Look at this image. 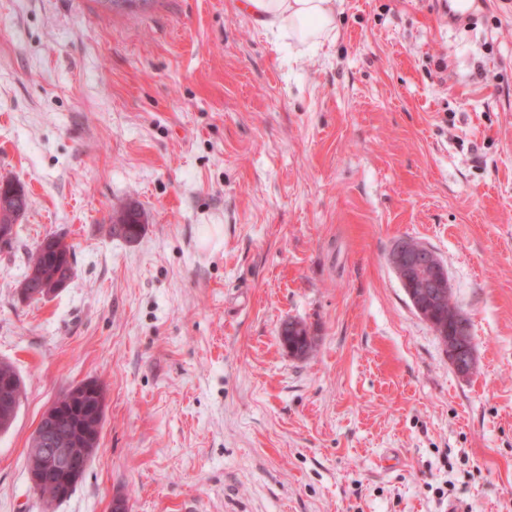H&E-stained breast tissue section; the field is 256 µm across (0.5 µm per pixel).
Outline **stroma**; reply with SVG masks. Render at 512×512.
Returning <instances> with one entry per match:
<instances>
[{
  "mask_svg": "<svg viewBox=\"0 0 512 512\" xmlns=\"http://www.w3.org/2000/svg\"><path fill=\"white\" fill-rule=\"evenodd\" d=\"M473 3L337 0L308 47L238 0H0V178L30 199L0 252L26 385L0 512H43L31 437L88 379L99 447L53 512H442L440 488L512 512V0ZM51 233L73 277L22 300ZM401 238L446 265L472 373L397 279ZM110 221L112 233L129 242L137 241L143 235L146 227L143 211L130 204L113 209ZM138 227L140 229H137ZM280 339L289 354L306 358L313 350V336H309L306 324L300 320H288L280 330Z\"/></svg>",
  "mask_w": 512,
  "mask_h": 512,
  "instance_id": "obj_1",
  "label": "stroma"
}]
</instances>
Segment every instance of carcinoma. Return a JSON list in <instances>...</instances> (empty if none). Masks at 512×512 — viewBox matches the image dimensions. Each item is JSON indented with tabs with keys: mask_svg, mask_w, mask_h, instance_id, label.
Masks as SVG:
<instances>
[{
	"mask_svg": "<svg viewBox=\"0 0 512 512\" xmlns=\"http://www.w3.org/2000/svg\"><path fill=\"white\" fill-rule=\"evenodd\" d=\"M29 207V197L23 186H18L17 194L10 199L8 206L0 205V226L12 225L19 214H23ZM112 233L129 242L138 240L144 233L146 218L143 211L130 204L122 205L112 211L110 217ZM75 253L70 244L65 242L62 234L46 236L32 252L29 259V269L35 271L34 287L42 292V296L57 291L56 285L63 279L71 278L74 269ZM462 313L451 302H445L437 308L432 325L448 327L454 323V318ZM280 339L289 354L297 358L307 357L313 350V337L304 322L290 320L284 323L280 330ZM8 382L12 385V407H0V432H6L12 426L24 391L23 381L15 369L8 363L0 361V383ZM83 396L96 402L105 400V391L98 381L90 379L84 381L75 389L62 394L58 399V415L42 418L39 431L54 437L67 433L68 428L80 423V413L76 412L79 400L74 395ZM105 421V412H100L98 419L92 423L84 424V434L75 437L69 443L71 448L98 447L99 436Z\"/></svg>",
	"mask_w": 512,
	"mask_h": 512,
	"instance_id": "cac0c4a2",
	"label": "carcinoma"
}]
</instances>
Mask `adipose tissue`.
Instances as JSON below:
<instances>
[{
	"label": "adipose tissue",
	"mask_w": 512,
	"mask_h": 512,
	"mask_svg": "<svg viewBox=\"0 0 512 512\" xmlns=\"http://www.w3.org/2000/svg\"><path fill=\"white\" fill-rule=\"evenodd\" d=\"M261 29L301 43H323L336 35V0H240Z\"/></svg>",
	"instance_id": "1"
}]
</instances>
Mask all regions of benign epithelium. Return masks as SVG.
<instances>
[{
    "label": "benign epithelium",
    "instance_id": "1",
    "mask_svg": "<svg viewBox=\"0 0 512 512\" xmlns=\"http://www.w3.org/2000/svg\"><path fill=\"white\" fill-rule=\"evenodd\" d=\"M391 266L404 288L407 289L415 310L424 318L431 319V310L445 302L451 294L448 270L438 255L425 246H416L408 238L398 240L390 256ZM448 359L456 365L459 359L474 367V352L467 343L470 327L458 323L448 330ZM49 440L37 437L34 462L29 470L30 482L36 484L47 477L63 494L78 483L83 475L85 459L94 449L84 448L77 455L69 448H47Z\"/></svg>",
    "mask_w": 512,
    "mask_h": 512
}]
</instances>
